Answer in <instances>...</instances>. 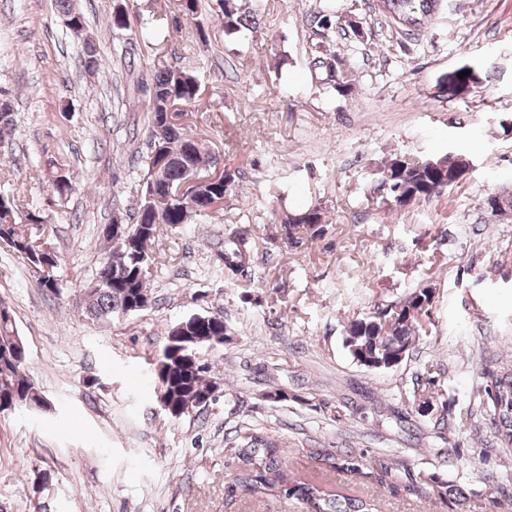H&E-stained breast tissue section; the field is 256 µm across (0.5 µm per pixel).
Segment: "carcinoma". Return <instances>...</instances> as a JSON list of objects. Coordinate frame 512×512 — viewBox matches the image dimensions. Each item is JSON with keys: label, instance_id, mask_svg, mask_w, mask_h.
Masks as SVG:
<instances>
[{"label": "carcinoma", "instance_id": "1", "mask_svg": "<svg viewBox=\"0 0 512 512\" xmlns=\"http://www.w3.org/2000/svg\"><path fill=\"white\" fill-rule=\"evenodd\" d=\"M180 11L197 19L196 35L200 42L208 40V16H213L233 35L256 26L255 18L247 11L246 0H178ZM439 0H379L378 10L405 27H417L435 13ZM332 5L326 4L309 15V25L319 29L325 38L336 33ZM112 32L136 36L129 15L116 10L110 17ZM313 66L323 70L327 89L335 96L346 97L352 84L341 75V61L336 56L314 58ZM470 74L464 78L458 73ZM484 74L478 65H464L448 72L439 81V89L452 97H464L466 86L479 83ZM156 106L149 110L147 136L159 132V149L137 157L145 174L138 205L133 211L135 222L128 225L135 244L125 238L104 233L102 238L112 243V251L98 268L104 284L85 292L83 315L97 322H109L131 313L134 295L148 291L147 279L138 277L142 260L152 261L150 247L164 226L176 227L189 223L191 216H210L223 209L224 199L235 186L236 175L226 169L218 170L219 158L211 154L200 140L182 124L171 122L166 112L172 106H193L203 97L201 84L189 70L163 64L150 73ZM462 154L441 156L418 161L390 158L377 167L374 193L388 205L403 207L411 203L439 197L449 187L462 181L459 168ZM191 171L216 173L207 185L193 193L177 196L175 190ZM43 217L37 210H24L20 199L0 197V243L7 245L27 268L44 264L42 245L48 244L41 230ZM325 223L323 208L311 203L288 214L283 221L285 239L297 244L308 235L316 237ZM249 243L244 230L229 239V247L218 251V261L224 269L236 274L240 269L231 264L237 253ZM61 258L50 262L51 273L38 278L46 291L60 293L57 271ZM435 288L423 282L395 302L381 304L361 318L351 320L346 328L345 346L357 363L370 369H391L401 356L409 354L412 346L428 335L425 319L434 303ZM224 319L217 316L206 323L191 315L168 329L154 362L157 378L156 397L176 412H201L196 405L199 397L209 394L217 384L211 375L212 366L202 363L194 352L195 340L201 345L224 342ZM18 336L10 308L0 302V413L13 410L19 404L46 405V399L26 374L27 348L18 346ZM484 402L499 443L512 446V370L490 371L483 389ZM224 453L239 463L227 485L228 497L241 492L248 495L282 494L299 502L305 512H379L373 500L338 495L321 481L293 479L284 469V449L264 436L246 432L228 443ZM310 455L325 462L324 469L333 472L361 473V461L351 454L336 455L313 448Z\"/></svg>", "mask_w": 512, "mask_h": 512}]
</instances>
